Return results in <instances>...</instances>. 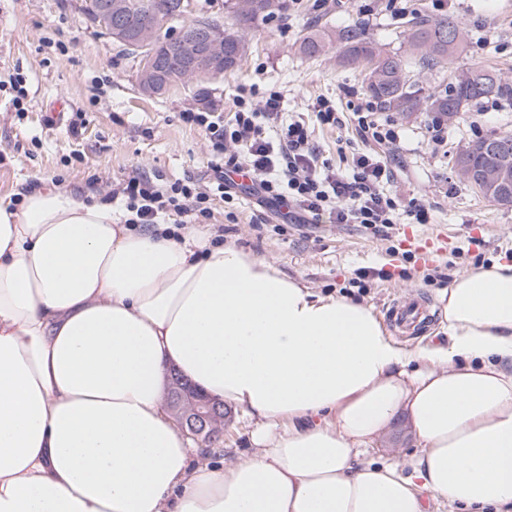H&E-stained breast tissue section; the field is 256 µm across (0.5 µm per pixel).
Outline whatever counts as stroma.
I'll list each match as a JSON object with an SVG mask.
<instances>
[{"label":"stroma","mask_w":512,"mask_h":512,"mask_svg":"<svg viewBox=\"0 0 512 512\" xmlns=\"http://www.w3.org/2000/svg\"><path fill=\"white\" fill-rule=\"evenodd\" d=\"M331 2L325 13L315 0H300L288 18L265 22L241 67L211 84L202 98L191 85L144 94L132 57L84 19L80 0H0V197L58 182L83 199H101L137 175L162 188L178 180L206 186L210 137L182 115H230L245 84L280 91L288 112H308L320 96L351 111L344 91L362 90L360 76L338 67L335 54L303 57L300 34L316 18L332 27L360 21L384 49L399 51L407 16L389 8L388 0H373L367 15L352 0ZM444 12L458 18L465 32L457 66L493 63L512 77V0H448ZM376 116L402 130L400 141L384 150L390 191L430 207L431 223L406 217L380 232L359 224H286L276 208L258 206L242 188L231 203L211 200L204 227L215 242L276 263L315 293L363 301L380 319H387L390 301L409 293L437 316V293L453 274L494 260L512 264V206L474 193L451 162L470 139L512 128V100L483 101L466 120L446 125L437 147L428 132L430 115L408 118L382 109ZM75 122L81 125L77 135L71 132ZM315 138L340 168L365 148L350 120L316 126ZM371 268L384 270V277L359 279V271ZM416 454L412 436L401 431L378 440L367 457L407 474Z\"/></svg>","instance_id":"stroma-1"}]
</instances>
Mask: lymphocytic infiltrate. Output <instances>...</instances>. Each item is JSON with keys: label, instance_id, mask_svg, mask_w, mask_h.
<instances>
[{"label": "lymphocytic infiltrate", "instance_id": "lymphocytic-infiltrate-1", "mask_svg": "<svg viewBox=\"0 0 512 512\" xmlns=\"http://www.w3.org/2000/svg\"><path fill=\"white\" fill-rule=\"evenodd\" d=\"M183 118L209 134L215 152L208 162L213 178L204 191L190 182L161 189L141 176L124 180L112 195L131 213L133 223L154 224L172 214L202 223L210 216L211 198L232 200L229 176L239 172L255 179L260 204H289L314 221L375 230L399 223L404 214L419 224L429 221L425 205L401 204L388 191L390 170L379 153L358 152L347 169L333 167L309 125L284 111L278 90L252 87L237 95L229 120L216 112H187Z\"/></svg>", "mask_w": 512, "mask_h": 512}]
</instances>
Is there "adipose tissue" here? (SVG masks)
I'll return each instance as SVG.
<instances>
[{
    "label": "adipose tissue",
    "instance_id": "adipose-tissue-1",
    "mask_svg": "<svg viewBox=\"0 0 512 512\" xmlns=\"http://www.w3.org/2000/svg\"><path fill=\"white\" fill-rule=\"evenodd\" d=\"M65 189L0 202V512H512V264L438 295L407 347L203 231ZM177 369L251 421L225 463L169 412ZM411 474L364 460L399 417Z\"/></svg>",
    "mask_w": 512,
    "mask_h": 512
}]
</instances>
